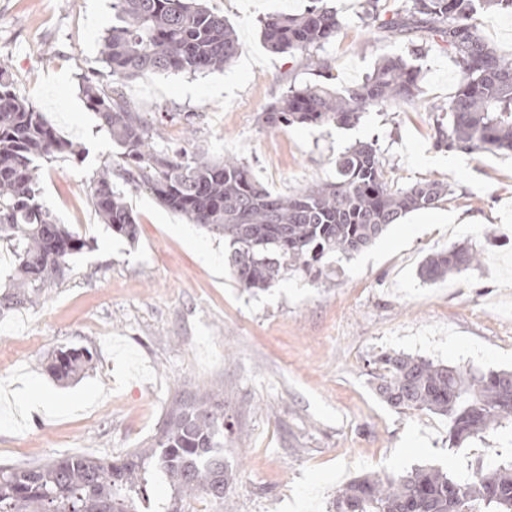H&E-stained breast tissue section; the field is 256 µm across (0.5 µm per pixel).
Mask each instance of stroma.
Returning a JSON list of instances; mask_svg holds the SVG:
<instances>
[{"label":"stroma","mask_w":512,"mask_h":512,"mask_svg":"<svg viewBox=\"0 0 512 512\" xmlns=\"http://www.w3.org/2000/svg\"><path fill=\"white\" fill-rule=\"evenodd\" d=\"M117 0H0V58L15 91L82 148L43 166L42 199L57 223L92 243L39 304L0 311V465L78 454L117 461L145 447L184 392L221 386L229 498L199 495L189 512H328L338 489L365 474L424 465L470 473L512 451V425L468 447L448 446V423L402 412L375 390V360L399 352L478 371H512V152H451L433 145L434 106L458 90L460 70L432 43L366 28L363 0H328L342 26L318 55L340 92L383 57L422 70L416 102L371 107L358 124L275 128L264 112L290 84L317 82L300 55L268 52L261 22L298 14L308 0H208L236 31L241 54L221 71L149 73L125 97L161 136L160 150H202L247 162L288 196L335 179L356 142L375 143L404 187L448 182L437 208L414 211L373 244L336 259L326 276L295 273L251 293L234 279L222 237L125 189L136 242L112 235L89 183L120 149L87 109L83 78L106 80L100 42ZM476 269L430 283L419 266L455 246ZM59 346L89 347L91 368L68 382L47 369Z\"/></svg>","instance_id":"35a3bbf8"}]
</instances>
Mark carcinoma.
<instances>
[{"label": "carcinoma", "instance_id": "obj_1", "mask_svg": "<svg viewBox=\"0 0 512 512\" xmlns=\"http://www.w3.org/2000/svg\"><path fill=\"white\" fill-rule=\"evenodd\" d=\"M117 8L118 24L101 43L111 83H82L87 106L122 149V163L103 164L90 183L95 211L113 233L132 242L138 236V217L114 187L116 178L223 235L235 280L256 292L297 271L321 277L330 258L360 252L406 213L435 208L451 194L436 179L391 186L369 142L339 156L336 181L291 196L272 193L242 161L214 160L185 148L156 150L157 130L124 99L122 82L147 72L222 70L239 55L240 44L224 15L205 0H117ZM498 10L512 12V0H403L387 19L380 0H366L367 26L441 43L460 68L457 94L448 106L435 108L440 148L512 151V58L490 47L476 24L478 13ZM339 28L336 13L323 0H312L301 14L267 17L261 35L270 51L301 54L308 66L323 70L317 51ZM419 81V71L403 59L383 58L342 93L320 83L289 86L264 122L352 126L370 106L416 100ZM80 152L17 95L8 65L0 62V242L14 246L16 256L13 292L1 296L0 305L37 303L45 288L69 275L71 260L88 246L85 237L55 222L41 197L40 162ZM479 264L477 251L455 247L428 257L419 274L437 282ZM92 361L86 347H63L54 351L49 369L65 381ZM376 364L384 402L447 418L453 447L483 441L512 424V372H473L389 352ZM224 426L219 394H184L172 403L154 440L120 462L66 455L26 468L1 467L0 512H138L151 462L176 492L158 512H185V503L200 493L222 504L232 477ZM335 502L342 512H512V453L478 461L465 480L433 467L360 476L337 491Z\"/></svg>", "mask_w": 512, "mask_h": 512}]
</instances>
